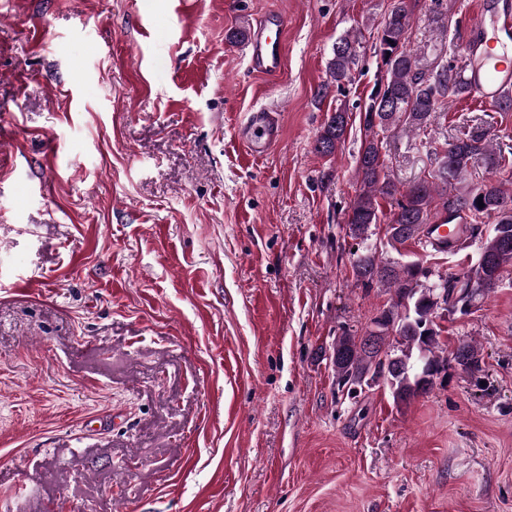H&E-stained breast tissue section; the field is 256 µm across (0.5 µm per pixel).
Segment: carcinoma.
Masks as SVG:
<instances>
[{
    "mask_svg": "<svg viewBox=\"0 0 512 512\" xmlns=\"http://www.w3.org/2000/svg\"><path fill=\"white\" fill-rule=\"evenodd\" d=\"M411 25L404 0H396L377 26L375 53L383 76L363 112L364 140L356 161L359 188L347 218L350 236L361 244L352 263L356 282L365 289L382 287L391 299L371 319L375 330L367 329L362 336L344 331L336 337L340 355L333 362L338 387L353 393L380 381L396 403H408L434 389L435 384L424 386L419 378L425 366L446 370L454 362L467 374L480 371V348L463 339L448 349L441 341L437 320L453 315L457 295L472 285L476 286L472 300L487 298L512 268V191L506 188L512 181V145L496 133L494 122L463 126L444 143L429 142L432 169L427 177L401 189L388 177L380 135L398 129L418 132L445 110L448 99L468 93L450 66L430 76L419 70L408 48ZM359 48L357 34L336 39L326 63L329 83L320 87L318 95L326 93L331 84L339 88L352 81ZM346 127L347 112L336 110L318 135L314 150L323 156L335 154ZM479 164L491 176L472 185L467 176ZM380 198L391 200L386 236L392 248L422 241L427 224L442 215L448 224L461 221L460 236L448 245V251H460L466 240L479 238V258L463 271L448 274H436L419 262L383 258L376 247L367 245L372 227L380 220ZM429 325L433 329L428 331Z\"/></svg>",
    "mask_w": 512,
    "mask_h": 512,
    "instance_id": "obj_1",
    "label": "carcinoma"
}]
</instances>
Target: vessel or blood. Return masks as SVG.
I'll return each instance as SVG.
<instances>
[{"mask_svg": "<svg viewBox=\"0 0 512 512\" xmlns=\"http://www.w3.org/2000/svg\"><path fill=\"white\" fill-rule=\"evenodd\" d=\"M287 27L284 14L273 12L257 20L250 30L248 60L251 70L266 80L277 81L284 66L285 45L282 34ZM469 67L463 81L477 87L485 102L500 99L512 92V60L493 51L480 28H471L468 34ZM281 135L276 112L261 108L251 112L238 130V140L245 158L268 153Z\"/></svg>", "mask_w": 512, "mask_h": 512, "instance_id": "obj_1", "label": "vessel or blood"}]
</instances>
